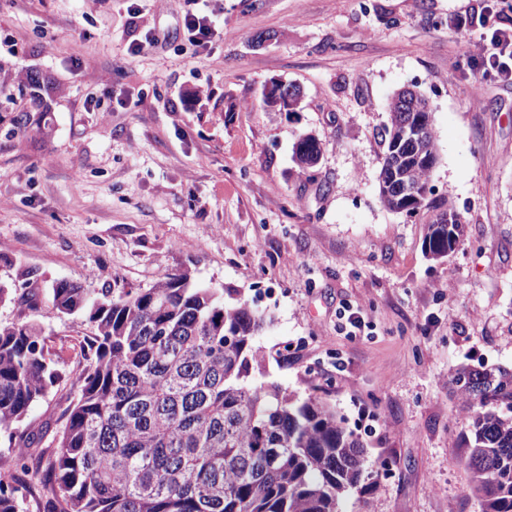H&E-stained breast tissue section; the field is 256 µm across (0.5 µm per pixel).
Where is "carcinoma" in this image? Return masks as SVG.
Returning <instances> with one entry per match:
<instances>
[{
  "label": "carcinoma",
  "instance_id": "carcinoma-1",
  "mask_svg": "<svg viewBox=\"0 0 512 512\" xmlns=\"http://www.w3.org/2000/svg\"><path fill=\"white\" fill-rule=\"evenodd\" d=\"M23 112V96L0 86V109ZM379 199L415 213L438 161L432 112L425 98L389 108ZM425 127L417 141L401 124ZM322 153L299 137L294 159L315 167ZM453 208L428 225L425 252L443 258L461 242ZM0 281V303L38 308V279ZM57 314L87 325L58 446L45 466L28 462L29 408L63 380L42 329L0 323V432L19 434L10 478L0 477V512H25L27 495L47 498L52 512H340L358 490L365 449L336 407L259 380L266 362L258 337L265 316L233 288H208L187 272L147 288L96 297L81 284L49 289ZM453 383L470 420L461 440L469 483L481 512H512V370L460 365Z\"/></svg>",
  "mask_w": 512,
  "mask_h": 512
}]
</instances>
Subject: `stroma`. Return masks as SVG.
<instances>
[{
    "instance_id": "stroma-1",
    "label": "stroma",
    "mask_w": 512,
    "mask_h": 512,
    "mask_svg": "<svg viewBox=\"0 0 512 512\" xmlns=\"http://www.w3.org/2000/svg\"><path fill=\"white\" fill-rule=\"evenodd\" d=\"M476 0H223L190 44L195 0H0V86L38 87L44 133L0 128V280L31 271L36 320L68 375L25 424L52 449L74 392L79 320L49 288L95 294L190 272L234 288L267 317L272 379L332 403L366 450L342 512H481L452 384L462 364L512 368V84L458 52ZM152 29L162 47L134 54ZM273 81L296 111L264 107ZM413 85L432 106L439 161L426 204L378 198L388 104ZM319 165L293 161L300 135ZM463 217L445 258L424 250L439 204ZM371 328L348 338L342 305ZM200 2H204V10L187 13L184 18V29L187 39L190 43L197 46L205 45L209 42L212 35L209 14H213V9L209 2H219V0H200ZM321 153V143L309 134L299 137L294 147L295 162L302 170L314 168L320 160Z\"/></svg>"
}]
</instances>
